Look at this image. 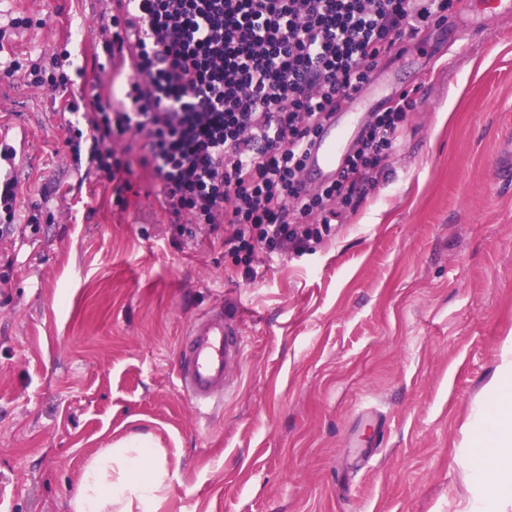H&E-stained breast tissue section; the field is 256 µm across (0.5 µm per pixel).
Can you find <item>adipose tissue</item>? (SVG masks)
Segmentation results:
<instances>
[{
    "instance_id": "ef3b65f1",
    "label": "adipose tissue",
    "mask_w": 512,
    "mask_h": 512,
    "mask_svg": "<svg viewBox=\"0 0 512 512\" xmlns=\"http://www.w3.org/2000/svg\"><path fill=\"white\" fill-rule=\"evenodd\" d=\"M465 512H507L512 506V337L469 431ZM162 449L137 441L102 449L85 467L73 512H158L168 488Z\"/></svg>"
}]
</instances>
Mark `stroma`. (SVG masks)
Here are the masks:
<instances>
[{
  "mask_svg": "<svg viewBox=\"0 0 512 512\" xmlns=\"http://www.w3.org/2000/svg\"><path fill=\"white\" fill-rule=\"evenodd\" d=\"M115 10L0 0V128L27 135L17 210L39 224L0 241V512H72L85 465L129 439L166 451L160 512H459L512 336V14L468 0L380 62L370 109L424 86L399 146L329 236L248 277L221 243L171 242L148 170L122 208L65 144L73 94L113 89L96 29ZM215 308L243 353L204 420L176 375Z\"/></svg>",
  "mask_w": 512,
  "mask_h": 512,
  "instance_id": "obj_1",
  "label": "stroma"
}]
</instances>
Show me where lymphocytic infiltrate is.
I'll return each instance as SVG.
<instances>
[{
	"mask_svg": "<svg viewBox=\"0 0 512 512\" xmlns=\"http://www.w3.org/2000/svg\"><path fill=\"white\" fill-rule=\"evenodd\" d=\"M461 0H127L100 28L108 56L134 50L116 98L70 102L71 148L118 203L133 164L160 183L173 242L215 239L245 274L258 253L304 250L355 210L394 153L416 89L372 113L336 179L304 189L319 128L385 58Z\"/></svg>",
	"mask_w": 512,
	"mask_h": 512,
	"instance_id": "1",
	"label": "lymphocytic infiltrate"
}]
</instances>
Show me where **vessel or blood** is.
Masks as SVG:
<instances>
[{
	"mask_svg": "<svg viewBox=\"0 0 512 512\" xmlns=\"http://www.w3.org/2000/svg\"><path fill=\"white\" fill-rule=\"evenodd\" d=\"M369 88L351 94L348 105L319 130L310 148L302 183L312 189L335 180L352 130L363 118L358 108L369 101ZM24 136L7 138L0 133V182L10 181L25 156ZM243 339L237 326L215 309L197 319L181 348L178 381L183 393L201 417H209L219 406L231 369L242 353Z\"/></svg>",
	"mask_w": 512,
	"mask_h": 512,
	"instance_id": "1",
	"label": "vessel or blood"
}]
</instances>
